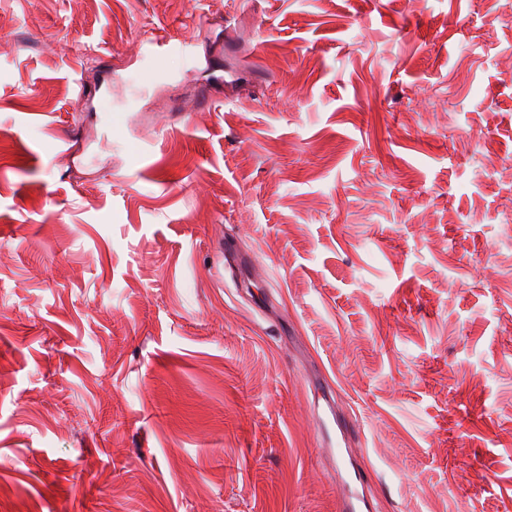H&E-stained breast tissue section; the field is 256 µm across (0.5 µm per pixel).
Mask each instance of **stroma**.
<instances>
[{"mask_svg": "<svg viewBox=\"0 0 512 512\" xmlns=\"http://www.w3.org/2000/svg\"><path fill=\"white\" fill-rule=\"evenodd\" d=\"M511 201L495 0H0V512H512ZM322 401V404H321ZM314 417L324 446L336 458V511L372 512L374 503L369 494L370 476L358 462L361 427L336 411V405L328 394L318 393L314 400ZM336 427V448L330 428Z\"/></svg>", "mask_w": 512, "mask_h": 512, "instance_id": "obj_1", "label": "stroma"}]
</instances>
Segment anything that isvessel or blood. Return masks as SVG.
Listing matches in <instances>:
<instances>
[{
  "label": "vessel or blood",
  "instance_id": "vessel-or-blood-1",
  "mask_svg": "<svg viewBox=\"0 0 512 512\" xmlns=\"http://www.w3.org/2000/svg\"><path fill=\"white\" fill-rule=\"evenodd\" d=\"M318 399L313 407L314 417L325 446L333 449L336 458V512H373L371 479L358 462L361 428L337 413L329 395L319 394Z\"/></svg>",
  "mask_w": 512,
  "mask_h": 512
}]
</instances>
